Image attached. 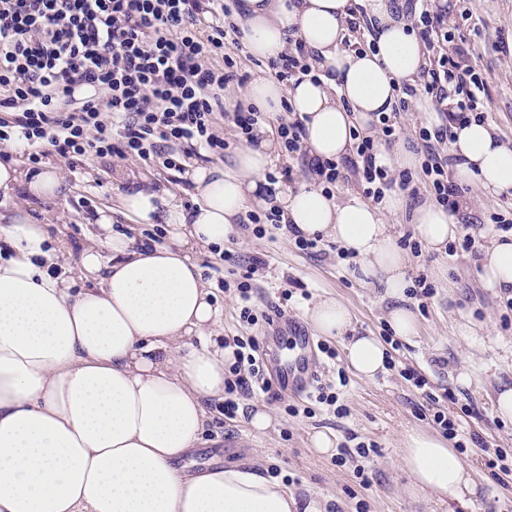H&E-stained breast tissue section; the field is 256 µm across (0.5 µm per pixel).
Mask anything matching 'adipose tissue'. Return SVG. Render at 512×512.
Wrapping results in <instances>:
<instances>
[{
  "label": "adipose tissue",
  "mask_w": 512,
  "mask_h": 512,
  "mask_svg": "<svg viewBox=\"0 0 512 512\" xmlns=\"http://www.w3.org/2000/svg\"><path fill=\"white\" fill-rule=\"evenodd\" d=\"M362 5L377 23L373 54L342 48L350 0L241 3L249 54L277 57L293 33L318 73L287 86L255 79L246 102L269 112L289 105L306 125L309 154L322 159L344 156L353 131L370 132L378 113L392 109L394 81L414 79L424 63L423 46L392 0ZM451 151L458 182H476L490 197L512 192V146L489 124L455 128ZM277 156L261 126L231 170L191 166L187 176L200 197L193 208L160 210L146 189L125 194L124 209L141 224L164 222L171 242L149 249L115 233L105 246L90 245L81 272L101 282L77 293L46 268L53 251L44 225L17 209L0 213V512H320L317 502H298L257 468L188 473L181 465L201 443L207 406L223 397L233 361L219 334L224 312L194 253L223 243L234 218L257 202ZM19 189L47 200L61 195L64 183L52 170L0 162V194ZM276 200L284 223L308 238H334L364 277L401 294L405 257L384 217L407 208L403 197L389 194L375 205L351 194L338 202L305 183ZM410 211L431 250H442L458 232L439 205L424 201ZM482 280L496 291L512 289V238H494ZM309 318L321 335L346 337V361L356 375L372 379L384 369L383 344L349 336L343 303L319 300ZM404 462L415 486L438 502H462L476 490L457 451L424 432L407 435Z\"/></svg>",
  "instance_id": "adipose-tissue-1"
}]
</instances>
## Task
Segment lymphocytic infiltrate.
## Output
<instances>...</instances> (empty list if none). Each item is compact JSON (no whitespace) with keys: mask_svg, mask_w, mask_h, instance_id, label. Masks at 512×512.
Listing matches in <instances>:
<instances>
[{"mask_svg":"<svg viewBox=\"0 0 512 512\" xmlns=\"http://www.w3.org/2000/svg\"><path fill=\"white\" fill-rule=\"evenodd\" d=\"M238 0H0V158L23 149L31 163L56 156L136 159L178 171L183 160L220 155L249 140L267 122L255 106L224 107V92L244 86L243 33L233 18ZM455 14L431 0H405L412 31L426 50L413 80L399 82L391 111L380 113L377 137L355 136L352 153L336 160L303 154L300 119L274 128L288 156L301 160L325 193L354 183L365 199L382 203L389 191L417 198L427 191L449 213L467 192L439 148L454 126L486 122L491 81L464 31L473 0H456ZM310 52L299 38L268 62L281 83L310 75ZM429 99L440 124L422 126L420 174L377 165L381 147L396 142L414 100ZM235 361L224 377V416L239 401L270 393L255 338L234 337Z\"/></svg>","mask_w":512,"mask_h":512,"instance_id":"f902f5d3","label":"lymphocytic infiltrate"}]
</instances>
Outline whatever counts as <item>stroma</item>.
Returning <instances> with one entry per match:
<instances>
[{
    "mask_svg": "<svg viewBox=\"0 0 512 512\" xmlns=\"http://www.w3.org/2000/svg\"><path fill=\"white\" fill-rule=\"evenodd\" d=\"M475 3L476 27L469 30L468 38L478 65L492 78L491 123L512 141V0ZM44 166L63 176V194L41 201L22 198L18 204L46 226L52 241L63 243L60 267L70 277L78 272L88 238L100 233L101 216L111 218L113 230L130 228V220L120 210V199L129 190L143 184L161 198H175L187 207L193 204L192 186L182 173L137 161L115 158L73 165L52 156ZM502 203V197H487L476 186L466 194L459 220L478 238L476 253L426 248L418 256L407 254L406 282L423 274L435 287L434 296L424 305L406 292L389 296L377 280L360 281L354 259H338L330 248L331 238L323 240L327 252L297 250L283 225L267 227L259 238L252 228L232 224L229 235L240 256L235 265L225 264L211 248L202 249L203 275L214 284V297L224 308L222 336L256 337L260 348H273L282 357L293 346L287 331L273 332L266 321L242 325L236 298L215 285L220 278L242 281L248 273L253 276L255 303L261 311L279 304L286 315L304 322L315 302L334 297L350 310L355 334L381 338L391 331L389 311L404 306L415 317L417 334L392 351L395 369L371 381L358 378L344 357L331 360L317 354L319 377H346L340 401L349 410L347 417H337L323 405L313 406L308 414L292 415L288 407L296 403V396L271 401L258 394L244 400L243 413L233 420L225 419L223 407H216L209 431L189 457V465L198 469L205 464H258L266 477L287 485L299 500L318 502L322 512H357L363 503L368 512H512V484L500 486L481 454L465 456L478 486V495L470 503L451 501L440 506L414 487L403 464V439L410 431L436 434L432 414L437 406L399 374L409 366L428 378L434 394L454 392L460 403L473 409L463 424L465 433L478 434L489 447L512 451V422L501 420L492 408L500 387L512 385V317L504 318L500 294L485 288L480 278L481 262L497 235L489 215ZM255 258L262 260L263 267L254 273L250 267ZM463 324L469 327V335H460ZM259 407L272 415L271 426L263 433L249 425L250 412ZM326 430L340 444L351 435L376 444V453L364 462L368 482L356 477L353 462L338 464L335 454L323 455L311 447V434Z\"/></svg>",
    "mask_w": 512,
    "mask_h": 512,
    "instance_id": "obj_1",
    "label": "stroma"
}]
</instances>
